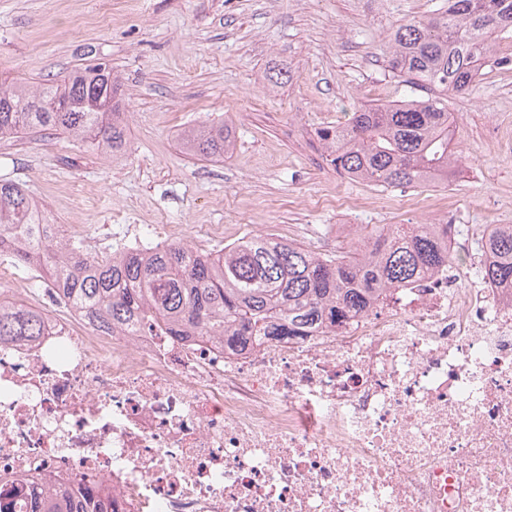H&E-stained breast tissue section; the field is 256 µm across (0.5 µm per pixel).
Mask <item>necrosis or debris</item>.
Instances as JSON below:
<instances>
[{
  "label": "necrosis or debris",
  "instance_id": "necrosis-or-debris-1",
  "mask_svg": "<svg viewBox=\"0 0 512 512\" xmlns=\"http://www.w3.org/2000/svg\"><path fill=\"white\" fill-rule=\"evenodd\" d=\"M0 489L113 512H512V292L451 269L342 326L233 347L94 327L0 257ZM40 321L37 313L18 304L10 308L0 305V339L2 336H38Z\"/></svg>",
  "mask_w": 512,
  "mask_h": 512
}]
</instances>
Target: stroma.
<instances>
[{
	"mask_svg": "<svg viewBox=\"0 0 512 512\" xmlns=\"http://www.w3.org/2000/svg\"><path fill=\"white\" fill-rule=\"evenodd\" d=\"M441 0H0V81L64 79L94 55L123 82L129 146L114 157L64 135L0 141V180L21 183L49 222L84 225L109 254L126 217L220 224L210 251L273 234L326 251L386 224H455L466 278L474 238L512 224V66L452 96L465 160L448 188L383 189L327 162L316 130L364 104L420 95L393 72L391 34ZM280 73L284 83L271 75ZM221 120L223 161L186 154L184 129Z\"/></svg>",
	"mask_w": 512,
	"mask_h": 512,
	"instance_id": "1",
	"label": "stroma"
}]
</instances>
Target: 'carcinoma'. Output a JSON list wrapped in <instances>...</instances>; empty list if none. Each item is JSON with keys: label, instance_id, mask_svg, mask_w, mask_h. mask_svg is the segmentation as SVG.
<instances>
[{"label": "carcinoma", "instance_id": "cac0c4a2", "mask_svg": "<svg viewBox=\"0 0 512 512\" xmlns=\"http://www.w3.org/2000/svg\"><path fill=\"white\" fill-rule=\"evenodd\" d=\"M512 36V0H446L435 17L412 18L392 33V69L407 82L460 93L497 58L495 42ZM68 134L117 156L127 144L122 89L112 62L93 57L62 85L0 84V139L23 133ZM453 113L436 96L363 106L348 123L317 132L336 171L387 187L448 185L460 157L451 148ZM224 121L185 130L181 147L221 160L234 149ZM442 224L373 227L354 252L317 253L273 235L243 237L218 254H197L181 242L99 259L75 243H54L58 225L19 183L0 180V247L21 239L11 261L39 260L49 280L90 322L110 331L143 320L179 336H220L244 347L251 337L287 336L321 324L340 325L378 297L453 262L442 244ZM493 260L483 278L512 289V224H497L476 239ZM37 313L0 306V337L39 335ZM25 512H108L100 505L22 479L0 493V512L14 502Z\"/></svg>", "mask_w": 512, "mask_h": 512}]
</instances>
